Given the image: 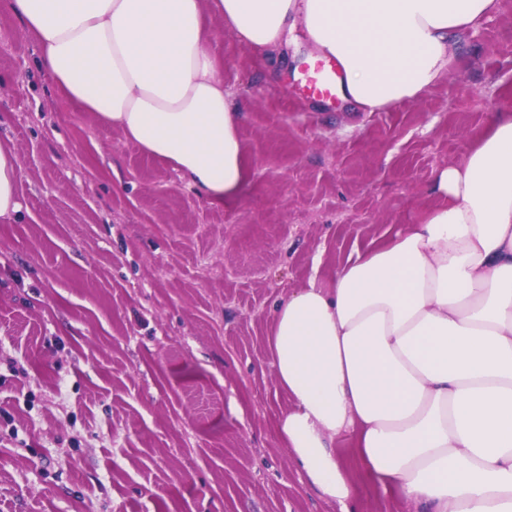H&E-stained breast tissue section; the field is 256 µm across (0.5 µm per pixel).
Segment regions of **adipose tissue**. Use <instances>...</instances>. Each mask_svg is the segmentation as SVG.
Wrapping results in <instances>:
<instances>
[{"mask_svg": "<svg viewBox=\"0 0 512 512\" xmlns=\"http://www.w3.org/2000/svg\"><path fill=\"white\" fill-rule=\"evenodd\" d=\"M237 39L281 57L303 29L336 59L361 112L412 99L500 0H212ZM203 0H7L39 64L102 126L174 165L208 197L245 177L239 114L208 48ZM20 161L0 142V222L21 214ZM417 223L339 266L330 287L273 308L269 353L292 402L289 460L323 497L356 495L348 440L370 478L417 512H512V108L463 164L437 171Z\"/></svg>", "mask_w": 512, "mask_h": 512, "instance_id": "ef3b65f1", "label": "adipose tissue"}]
</instances>
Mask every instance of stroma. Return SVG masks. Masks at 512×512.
<instances>
[{"label": "stroma", "instance_id": "stroma-1", "mask_svg": "<svg viewBox=\"0 0 512 512\" xmlns=\"http://www.w3.org/2000/svg\"><path fill=\"white\" fill-rule=\"evenodd\" d=\"M247 168L210 198L70 101L0 0V140L23 205L0 223V512H341L291 468L274 304L433 207L512 107V0L451 48L450 72L383 112L307 97L314 49L274 64L210 14ZM336 453L353 512H416Z\"/></svg>", "mask_w": 512, "mask_h": 512}]
</instances>
